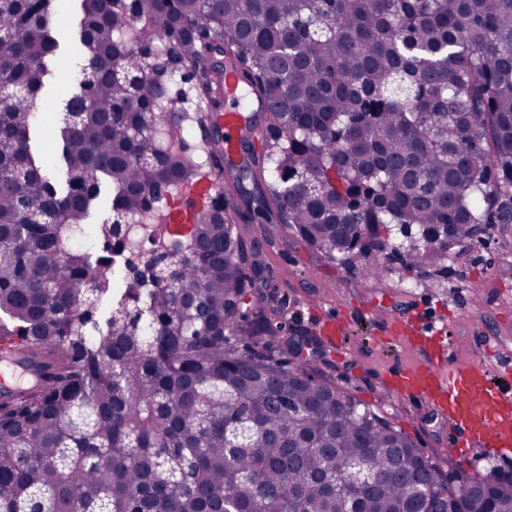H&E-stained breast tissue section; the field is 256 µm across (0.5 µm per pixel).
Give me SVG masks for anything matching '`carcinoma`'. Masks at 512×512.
<instances>
[{
	"mask_svg": "<svg viewBox=\"0 0 512 512\" xmlns=\"http://www.w3.org/2000/svg\"><path fill=\"white\" fill-rule=\"evenodd\" d=\"M80 2L77 115L39 118L60 0H0V338H25L34 377L0 395V512H346L357 461L355 512H512V472L461 485L295 365L224 196L175 233L154 194L227 174L240 217L332 261L447 262L512 224V0ZM116 57L165 73L170 105L131 97ZM227 59L264 107L236 159L214 121ZM34 125L54 152L34 157Z\"/></svg>",
	"mask_w": 512,
	"mask_h": 512,
	"instance_id": "1",
	"label": "carcinoma"
}]
</instances>
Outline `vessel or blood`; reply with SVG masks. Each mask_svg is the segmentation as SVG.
<instances>
[{"instance_id": "1", "label": "vessel or blood", "mask_w": 512, "mask_h": 512, "mask_svg": "<svg viewBox=\"0 0 512 512\" xmlns=\"http://www.w3.org/2000/svg\"><path fill=\"white\" fill-rule=\"evenodd\" d=\"M243 89L228 73L224 99V151L236 152L240 137ZM200 183L185 185L177 206L187 216L202 207ZM442 327L410 325L398 337L401 346L415 345L419 360L395 375L401 397L424 403L448 421V449L495 448L512 451V357L478 355L460 361L448 357L437 342Z\"/></svg>"}]
</instances>
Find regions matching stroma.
I'll return each mask as SVG.
<instances>
[{
	"label": "stroma",
	"mask_w": 512,
	"mask_h": 512,
	"mask_svg": "<svg viewBox=\"0 0 512 512\" xmlns=\"http://www.w3.org/2000/svg\"><path fill=\"white\" fill-rule=\"evenodd\" d=\"M80 19V0H63L56 27L65 41L48 64L53 90L41 98L46 109L56 108L62 94L80 80ZM236 228L265 255L271 271L262 288L266 314L282 323L283 335H317L318 310L335 314L343 328L341 344L325 347L318 366L338 388L379 405L441 469L470 475L491 462L512 468V454L487 448L449 455L442 421L415 411L407 401L383 399L399 365L389 355L390 335L414 313L447 324L455 358H470L487 344L512 352V265L503 263L512 253V224L494 225L486 237L462 243L446 264L411 269L393 256L375 277L331 262L283 225L240 220Z\"/></svg>",
	"instance_id": "1"
}]
</instances>
